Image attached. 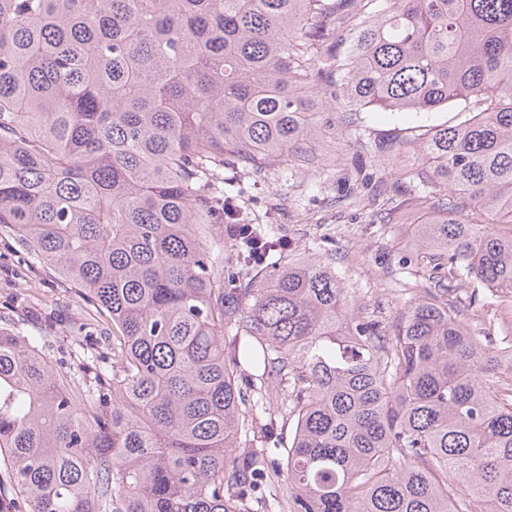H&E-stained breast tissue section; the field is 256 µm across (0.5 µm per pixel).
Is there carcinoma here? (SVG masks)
Here are the masks:
<instances>
[{
	"label": "carcinoma",
	"instance_id": "obj_1",
	"mask_svg": "<svg viewBox=\"0 0 512 512\" xmlns=\"http://www.w3.org/2000/svg\"><path fill=\"white\" fill-rule=\"evenodd\" d=\"M322 91L469 114L373 141L345 123L414 157L379 180L378 223L402 179L419 213L392 336L336 259L224 196L226 170L336 166L312 149ZM501 224L512 0H0V228L105 341L68 374L50 337L0 328L9 512H512V345L478 309L512 299Z\"/></svg>",
	"mask_w": 512,
	"mask_h": 512
}]
</instances>
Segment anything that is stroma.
I'll return each instance as SVG.
<instances>
[{"label":"stroma","instance_id":"1","mask_svg":"<svg viewBox=\"0 0 512 512\" xmlns=\"http://www.w3.org/2000/svg\"><path fill=\"white\" fill-rule=\"evenodd\" d=\"M323 135L318 153L336 157V169L273 170L239 174L227 194H241L263 216L264 223L282 225L298 252L310 258L335 253L336 270L347 288L364 298L378 318L392 320L411 296L413 273H393L400 255L414 252L413 211L400 206L393 224H378L382 203L375 183L381 175L402 168V161L373 158L344 136L343 116L317 104ZM370 138L415 126L461 121L456 110L416 115L364 109L357 113ZM354 180L360 201L338 208L333 204ZM87 306L77 289L51 268L27 256L15 237L0 232V316L24 320L28 330L53 336L46 358L56 369L72 371V324L84 319Z\"/></svg>","mask_w":512,"mask_h":512}]
</instances>
